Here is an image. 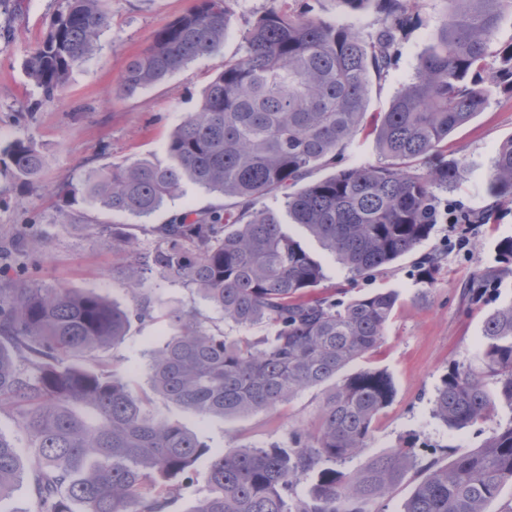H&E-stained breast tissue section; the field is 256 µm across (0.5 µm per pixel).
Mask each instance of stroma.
Returning <instances> with one entry per match:
<instances>
[{
	"label": "stroma",
	"mask_w": 512,
	"mask_h": 512,
	"mask_svg": "<svg viewBox=\"0 0 512 512\" xmlns=\"http://www.w3.org/2000/svg\"><path fill=\"white\" fill-rule=\"evenodd\" d=\"M20 2L17 10L9 4L0 7V148L18 138L31 140L44 153L47 164L38 188L19 186L0 174V245L12 241L21 225L30 224L45 246L31 255L23 268L0 259V287L33 278L49 288L93 292L121 307H134L122 275L129 256L113 250V227L131 233L135 251L143 253L154 246L155 226L190 211L231 206V199L186 183L159 211L137 218L90 204L62 209L52 188L62 179L82 178L103 165L136 158L164 159L173 129L186 113L198 111L205 87L224 61L242 55V34L273 8V0H233L223 47L131 98L116 93L126 63L148 46L157 29L189 9L192 0H109V27L94 52L70 73L62 99L52 104L43 103L39 90L28 80L25 60L45 38L64 3ZM295 6L308 10L310 16L355 28L365 38L379 29V14L373 7L352 13L339 7L336 0H296ZM431 36V27L422 26L400 38L393 66L373 86L367 122L388 110L397 91L412 77ZM511 137L512 90L493 89L484 111L448 139L449 159L466 158L472 173L466 182L441 196L445 204L455 201L470 210H494L493 222L436 225L429 239L375 278L352 281L300 225L285 227L323 267L325 278L314 288V295L346 300L379 289H393L399 295L379 347L356 363L360 369L385 371L393 381L395 396L375 421L372 447L338 465L339 470L353 471L369 457L414 444L416 467L374 505V512H401L428 466H445L453 452L481 447L499 425L512 419V410L501 405L487 420L452 432L432 415L436 388L449 363L469 357L481 337L486 313L512 300L511 282L504 283L490 301L478 305L469 304L464 295V285L472 274L494 261L497 242L512 236V204L498 203L483 192L498 146ZM428 256L439 260L431 285L418 278L419 263ZM146 285L156 300L151 318L132 322L124 340L102 356L136 391L149 394L153 414L176 415L211 452L285 444L295 430L313 424L327 391L323 385L274 409L227 418L178 410L150 395V352L160 337L173 334L171 312L194 310L205 326L228 336L258 340L267 336L269 329L256 325L242 331L225 324L222 312L194 289L168 281L159 273H149Z\"/></svg>",
	"instance_id": "1"
}]
</instances>
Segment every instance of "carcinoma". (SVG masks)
I'll list each match as a JSON object with an SVG mask.
<instances>
[{"label":"carcinoma","instance_id":"obj_1","mask_svg":"<svg viewBox=\"0 0 512 512\" xmlns=\"http://www.w3.org/2000/svg\"><path fill=\"white\" fill-rule=\"evenodd\" d=\"M372 1L380 29L364 39L281 0L243 33V55L224 61L199 110L171 132L165 160L112 164L52 188L67 206L82 200L137 218L161 209L186 181L233 200L156 227L146 253L134 250L132 234L112 229V248L133 255L125 267L133 298L144 295L145 274L157 271L195 289L225 322L270 329L251 341L204 326L192 311L177 315L176 332L151 352L149 382L179 408L222 418L272 409L376 348L395 313L393 289L348 301L310 295L324 277L321 265L284 231L278 211L255 207L257 199L282 194L292 223L352 280L372 278L429 238L439 193L466 179L467 160H448V136L484 110L498 78L507 76L512 90V44L492 49L512 0H443L433 18L420 15V0H337L353 12ZM64 2L25 62L46 103L59 99L109 24L107 0ZM232 2L193 0L127 63L118 94L131 97L218 51ZM422 24L434 26V39L372 130L384 161L310 180L314 169L340 163L364 130L373 80L394 64L399 36ZM45 165L28 139L0 149V173L23 187ZM484 193L512 202V138L499 146ZM42 244L27 228L8 250L25 259ZM496 251L466 284L474 304L512 277V237ZM149 316L147 301L121 308L36 281L0 288V410L15 412L32 438L26 459L0 432V501L27 477L38 512H167L209 448L178 418L152 414L148 397L95 355ZM392 398L384 372L361 369L333 386L316 423L294 431L289 445L209 453V492L193 512H370L416 465L415 448H393L350 472L326 463L364 453ZM498 403L512 410V301L486 315L472 358L448 366L433 414L461 431ZM308 477L307 494L288 499ZM507 483L512 420L481 447L429 470L402 512H487Z\"/></svg>","mask_w":512,"mask_h":512}]
</instances>
